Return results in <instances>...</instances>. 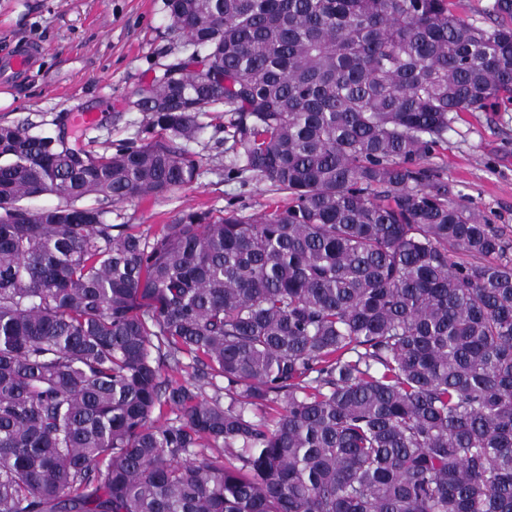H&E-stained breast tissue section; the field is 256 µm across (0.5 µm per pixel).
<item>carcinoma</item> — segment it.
Returning a JSON list of instances; mask_svg holds the SVG:
<instances>
[{
    "label": "carcinoma",
    "instance_id": "obj_1",
    "mask_svg": "<svg viewBox=\"0 0 512 512\" xmlns=\"http://www.w3.org/2000/svg\"><path fill=\"white\" fill-rule=\"evenodd\" d=\"M163 4L140 141L0 125V512H512L508 243L422 166L512 102V0ZM211 112L291 204L109 223ZM456 13L477 26L491 25V8L494 0H453Z\"/></svg>",
    "mask_w": 512,
    "mask_h": 512
}]
</instances>
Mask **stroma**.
<instances>
[{"mask_svg":"<svg viewBox=\"0 0 512 512\" xmlns=\"http://www.w3.org/2000/svg\"><path fill=\"white\" fill-rule=\"evenodd\" d=\"M163 0H0V59L28 43L42 53L19 93H0V124L54 131L75 112H95L97 126L81 133L92 150L111 152L138 139L145 113L126 101L169 60ZM228 118L213 112L188 151L199 162L189 186L156 198L115 203L109 220L151 233L188 211L231 208L246 219L285 205L268 181L224 170ZM456 192L512 243V103L492 112H463L447 142L428 161Z\"/></svg>","mask_w":512,"mask_h":512,"instance_id":"35a3bbf8","label":"stroma"}]
</instances>
